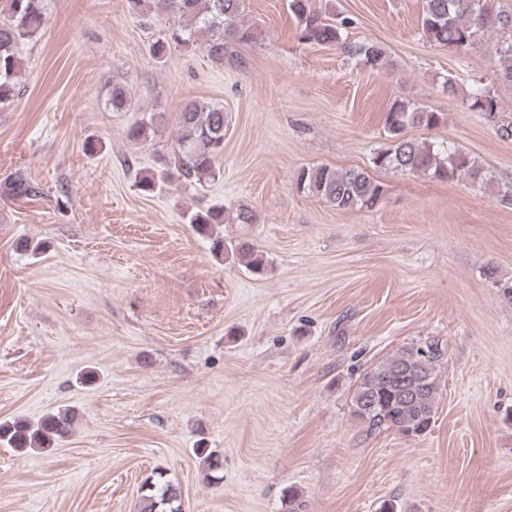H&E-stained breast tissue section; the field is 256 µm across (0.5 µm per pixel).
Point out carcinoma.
Instances as JSON below:
<instances>
[{
	"mask_svg": "<svg viewBox=\"0 0 512 512\" xmlns=\"http://www.w3.org/2000/svg\"><path fill=\"white\" fill-rule=\"evenodd\" d=\"M159 9L172 19L163 34L149 45L152 56L162 59L171 46L195 49L203 42L208 56L217 62L230 61L241 67L245 60L233 56L230 44H247L257 38L256 29L242 20L243 0H157ZM295 15L300 40L313 44H337L341 28L312 11L308 0H288ZM47 23L45 0H0V104L14 98L24 70L20 47L39 38ZM422 31L441 47L452 49L458 43L477 45L484 32H512V9L493 12L481 0H423ZM498 56V78L512 87V42L492 46ZM362 61L384 64L385 53L375 42H364L357 49ZM469 109L494 117L497 100L490 92L476 89L469 97ZM439 113L396 99L386 112L384 127L388 144L372 158L373 166L405 173H424L448 179L458 173L478 176L467 156L458 151L436 150L434 146L405 137L410 127L433 126ZM224 108L190 100L179 116V131L172 154L165 161L162 179L173 177L184 183H201L219 175L217 158L224 148ZM303 188L339 210L372 208L384 195L383 186L362 168L338 170L328 166L303 169L298 174ZM9 191L18 197L38 194V188L19 177ZM195 230L212 237L211 254L237 256L255 274L267 268L264 253L250 242L224 243L213 236V227L224 223V208L210 207L190 215ZM445 356L437 342L424 346H403L366 368L356 380L351 398V414L367 436L395 431L403 436L420 437L435 422L440 390L438 369ZM73 417L66 411L46 415L35 426L22 421L0 423V445L38 451L53 446L71 431ZM195 453L210 472L220 468L215 451L201 445ZM141 512H181L179 494L164 473L148 478L141 486Z\"/></svg>",
	"mask_w": 512,
	"mask_h": 512,
	"instance_id": "carcinoma-1",
	"label": "carcinoma"
}]
</instances>
